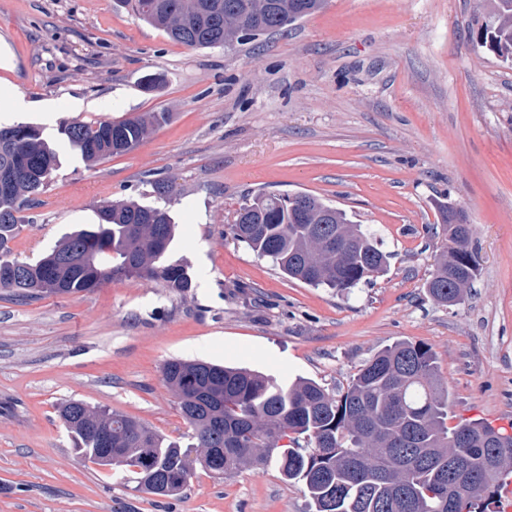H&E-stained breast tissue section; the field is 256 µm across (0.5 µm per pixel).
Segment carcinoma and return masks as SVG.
<instances>
[{
    "label": "carcinoma",
    "mask_w": 512,
    "mask_h": 512,
    "mask_svg": "<svg viewBox=\"0 0 512 512\" xmlns=\"http://www.w3.org/2000/svg\"><path fill=\"white\" fill-rule=\"evenodd\" d=\"M140 20L192 49L281 31L322 8L323 0H126ZM483 44L512 61V0H489ZM169 119L145 112L121 120L71 121L60 142L32 123L0 128V254L11 251L21 213L37 201L59 167V145L89 166L134 150ZM444 235L424 288L441 306L465 301L480 274L476 226L462 213L438 206ZM332 211L336 229L321 223ZM94 224H79L35 262L0 260V291L21 301L89 292L118 278L161 280L182 297L193 288L185 259L169 253L178 224L168 209L134 200L101 205ZM233 239L269 259L283 274L312 288L350 292L382 276L389 255L375 234L346 212L310 194L259 193L242 205ZM178 400L193 443L186 446L124 413L82 400L57 408L80 458L107 470L123 486L156 497L179 494L196 468L231 475L275 463L285 480L300 484L310 512H485L500 478L512 473V435L480 422L450 428L448 387L431 347L398 340L375 353L346 387L329 391L310 379L290 384L243 367L173 359L162 371ZM289 443H283L284 439ZM509 461L491 472L485 458Z\"/></svg>",
    "instance_id": "obj_1"
}]
</instances>
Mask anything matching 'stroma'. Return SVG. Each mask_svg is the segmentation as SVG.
<instances>
[{
	"label": "stroma",
	"instance_id": "1",
	"mask_svg": "<svg viewBox=\"0 0 512 512\" xmlns=\"http://www.w3.org/2000/svg\"><path fill=\"white\" fill-rule=\"evenodd\" d=\"M476 0H325L287 30L191 49L116 0H0V127L170 119L96 167L65 157L28 207L12 257L37 260L107 201L155 202L181 226L189 297L120 277L21 303L0 292V512H308L276 465L179 495L138 493L83 462L57 417L79 399L170 439L189 428L164 385L171 359L345 387L399 339L430 346L448 422L512 432V62L481 47ZM157 78L147 88V78ZM308 193L372 229L387 273L340 295L288 279L228 235L255 194ZM474 224L480 275L460 305L427 296L438 203Z\"/></svg>",
	"mask_w": 512,
	"mask_h": 512
}]
</instances>
